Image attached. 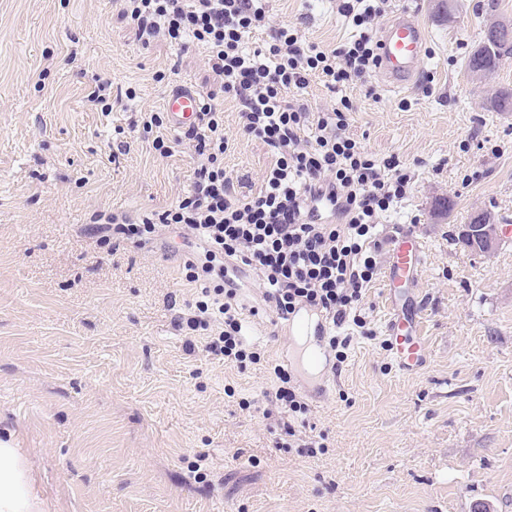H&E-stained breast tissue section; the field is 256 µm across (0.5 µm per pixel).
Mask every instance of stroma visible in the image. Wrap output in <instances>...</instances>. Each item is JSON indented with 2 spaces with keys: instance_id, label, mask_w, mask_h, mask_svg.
Wrapping results in <instances>:
<instances>
[{
  "instance_id": "obj_1",
  "label": "stroma",
  "mask_w": 512,
  "mask_h": 512,
  "mask_svg": "<svg viewBox=\"0 0 512 512\" xmlns=\"http://www.w3.org/2000/svg\"><path fill=\"white\" fill-rule=\"evenodd\" d=\"M486 0H383L425 24L418 83L372 74L348 89V131L380 159L399 157L415 192L384 216L425 243L415 291L428 361L399 370L388 350L389 300L376 278L347 358L323 369L300 436L265 394L272 364L298 356L258 276L236 300L257 364L207 352L182 324L199 292L170 236L103 244L86 231L111 215L170 209L195 180L188 146L160 156L144 113L171 89L214 93L224 110V170L257 188L273 160L244 135L236 102L204 49L143 45L121 0H0V430L29 458L45 512H512V241L492 254L457 236L479 211L512 224V58L484 78L467 68ZM274 23L305 17L307 43L333 49L352 30L330 0H268ZM105 87L107 100L94 101ZM134 90L127 99L126 90ZM254 402L252 410L241 401Z\"/></svg>"
}]
</instances>
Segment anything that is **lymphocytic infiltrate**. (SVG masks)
I'll list each match as a JSON object with an SVG mask.
<instances>
[{
  "label": "lymphocytic infiltrate",
  "instance_id": "lymphocytic-infiltrate-1",
  "mask_svg": "<svg viewBox=\"0 0 512 512\" xmlns=\"http://www.w3.org/2000/svg\"><path fill=\"white\" fill-rule=\"evenodd\" d=\"M123 2L142 43L162 38L205 50L225 95L238 105L242 132L261 139L274 161L258 188L238 194L224 171V115L213 95L203 94L197 126L180 135L197 162L192 189L158 216L99 225L100 241L114 235L145 241L164 231L198 243L202 254L183 263L186 280L202 285L186 323L207 330V351L225 362L261 359L246 339L224 266L229 257L259 275L277 318L302 305L318 312L327 324L324 343L343 363L350 339L341 329L362 326L357 309L378 274L380 220L415 189L397 156L374 159L346 133L353 105L342 91L366 82L377 67V43L364 30L379 13L375 0H337L338 14L360 34L333 49L306 43L293 22L250 45L252 33L269 28L266 0ZM315 78L338 94L335 107L313 112L288 101ZM214 321L220 329L212 333ZM273 374L271 399L287 409L284 434L292 437L293 420L308 405L288 370L277 365Z\"/></svg>",
  "mask_w": 512,
  "mask_h": 512
}]
</instances>
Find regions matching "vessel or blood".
Segmentation results:
<instances>
[{
	"label": "vessel or blood",
	"instance_id": "obj_1",
	"mask_svg": "<svg viewBox=\"0 0 512 512\" xmlns=\"http://www.w3.org/2000/svg\"><path fill=\"white\" fill-rule=\"evenodd\" d=\"M427 39L425 25L407 10L382 27L378 36L377 70L390 87L403 89L415 83L426 55ZM164 109L172 128L193 127L200 112V93L190 86L175 87L167 94ZM388 254L385 269V285L391 293L388 346L399 368L408 373L426 362L419 309L404 293L405 288L417 285L422 275L424 246L412 232L402 231L389 239ZM282 330L292 337H321L326 324L314 311L300 309L283 321Z\"/></svg>",
	"mask_w": 512,
	"mask_h": 512
}]
</instances>
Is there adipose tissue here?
<instances>
[{"mask_svg":"<svg viewBox=\"0 0 512 512\" xmlns=\"http://www.w3.org/2000/svg\"><path fill=\"white\" fill-rule=\"evenodd\" d=\"M29 460L13 434H0V512H42Z\"/></svg>","mask_w":512,"mask_h":512,"instance_id":"obj_1","label":"adipose tissue"}]
</instances>
